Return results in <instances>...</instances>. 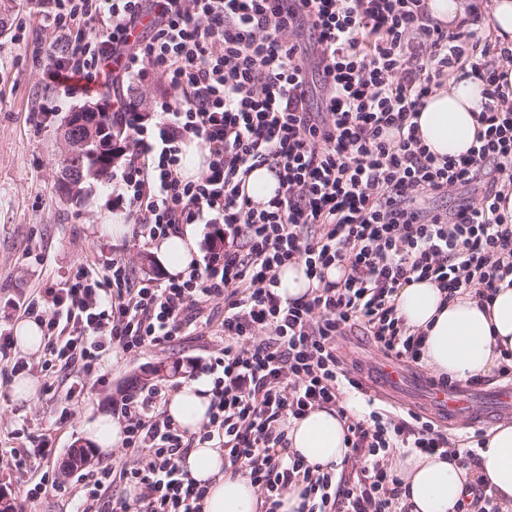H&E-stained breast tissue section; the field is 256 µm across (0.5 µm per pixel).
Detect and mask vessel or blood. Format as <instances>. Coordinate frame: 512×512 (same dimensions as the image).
Segmentation results:
<instances>
[{
	"label": "vessel or blood",
	"mask_w": 512,
	"mask_h": 512,
	"mask_svg": "<svg viewBox=\"0 0 512 512\" xmlns=\"http://www.w3.org/2000/svg\"><path fill=\"white\" fill-rule=\"evenodd\" d=\"M370 383L395 395H410L435 414L452 422H468L489 414L512 413V389L502 386L478 393L431 386L423 377L400 369L387 359H380Z\"/></svg>",
	"instance_id": "1"
}]
</instances>
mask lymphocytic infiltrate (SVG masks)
<instances>
[{"mask_svg": "<svg viewBox=\"0 0 512 512\" xmlns=\"http://www.w3.org/2000/svg\"><path fill=\"white\" fill-rule=\"evenodd\" d=\"M34 2L50 34L44 73L59 94L151 69L175 95L154 127L129 122L130 159L112 176L132 237L150 243L184 224L224 227L223 252L168 284L136 277L120 258L88 259L59 287L16 303L43 329L45 389L70 373V399L106 353L136 354L200 329L224 337L204 365L211 404L199 433L168 415L166 386L122 397L114 404L121 460L79 474L73 512H200L206 489L181 461L206 443L249 477L265 512H277L292 487L307 512H409L389 458L446 451L433 421L380 408L347 416L361 465L344 483L289 453L283 424L361 392L338 355L348 328L363 327L384 356L420 362L425 335L397 315L403 285L426 279L486 300L512 275V216L500 210L512 193V87L496 67L512 61V45L471 20L442 28L427 0ZM456 69L484 83L481 129L467 155L441 159L422 142L418 117ZM189 140L206 153L194 179L181 174ZM262 166L278 186L258 202L245 187ZM472 184L479 197L454 210L419 205ZM295 262L317 286L285 299L278 272ZM332 267L339 280L327 279ZM51 453L45 437L10 449L14 467L34 476L28 499L57 488L43 469ZM122 483L139 495L115 496Z\"/></svg>", "mask_w": 512, "mask_h": 512, "instance_id": "1", "label": "lymphocytic infiltrate"}]
</instances>
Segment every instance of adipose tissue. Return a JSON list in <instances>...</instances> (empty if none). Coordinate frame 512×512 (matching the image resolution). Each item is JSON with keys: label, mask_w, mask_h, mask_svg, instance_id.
Wrapping results in <instances>:
<instances>
[{"label": "adipose tissue", "mask_w": 512, "mask_h": 512, "mask_svg": "<svg viewBox=\"0 0 512 512\" xmlns=\"http://www.w3.org/2000/svg\"><path fill=\"white\" fill-rule=\"evenodd\" d=\"M481 80L451 77L432 93L418 117L419 133L439 156L459 157L475 144L476 114L484 103ZM157 260L171 276L185 274L197 257L192 227L159 240ZM397 313L406 326L425 333L422 360L438 375L466 382L495 372L504 352L512 353V287L500 286L483 303L469 292L447 297L427 281H412L397 294ZM210 386L195 382L172 393L167 413L181 429L195 433L209 418ZM289 452L307 464L342 466L352 450L346 425L336 408H316L285 423ZM475 471L455 454L415 452L397 461L403 498L411 512H457L471 501V483L483 484L501 512H512V422L492 426L478 449ZM184 465L192 479L205 484L201 512H261L263 501L249 479L224 467V451L201 445L190 449Z\"/></svg>", "instance_id": "1"}]
</instances>
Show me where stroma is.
I'll use <instances>...</instances> for the list:
<instances>
[{"label":"stroma","instance_id":"obj_1","mask_svg":"<svg viewBox=\"0 0 512 512\" xmlns=\"http://www.w3.org/2000/svg\"><path fill=\"white\" fill-rule=\"evenodd\" d=\"M10 25L12 30L26 26L28 41L16 43L12 30L0 36V326L7 329L21 318L20 313L11 311V304L63 283L88 257L101 261L121 257L137 275L164 277L150 246L128 235L115 240L101 233V225L124 212L112 193L111 181L94 185L84 205L60 202L56 192L58 128L81 101L64 98L49 116L36 113L39 101L52 90L35 54L40 30L29 0H16ZM119 91L147 113L150 126L157 120L159 103L169 93L151 70L124 83ZM223 346L220 335L205 330L138 355L107 353L99 368L106 376L105 384L87 386L81 397L70 401L65 398L70 382L63 377L56 381L54 393L39 392L37 400L30 403L15 399L11 386L0 387V497L12 504L14 512H69L65 489L74 485L77 474H61L59 467L73 449L86 447L81 426L89 408L111 410L114 400L142 388L143 371L158 364L171 367V374L161 382L169 390H177L193 382L199 359L217 356ZM64 407L70 410L68 422L52 430L51 422ZM22 426L31 435L48 436L52 448L49 465L58 471L62 491L51 489L37 500L27 499L28 476L15 470L8 455L9 449L18 445L13 432Z\"/></svg>","mask_w":512,"mask_h":512}]
</instances>
